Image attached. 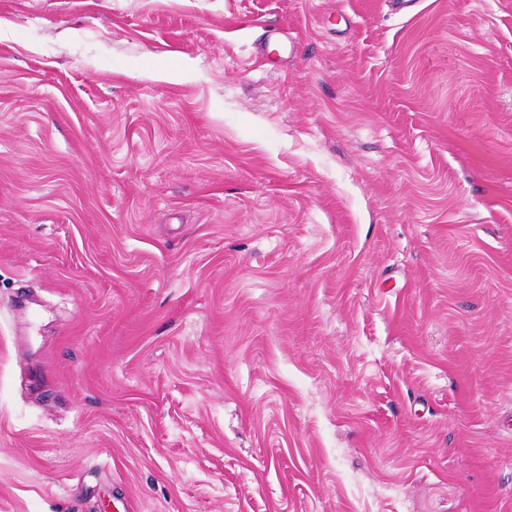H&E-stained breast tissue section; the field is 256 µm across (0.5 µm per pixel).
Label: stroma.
<instances>
[{"label": "stroma", "instance_id": "stroma-1", "mask_svg": "<svg viewBox=\"0 0 512 512\" xmlns=\"http://www.w3.org/2000/svg\"><path fill=\"white\" fill-rule=\"evenodd\" d=\"M0 19V512H512V0Z\"/></svg>", "mask_w": 512, "mask_h": 512}]
</instances>
